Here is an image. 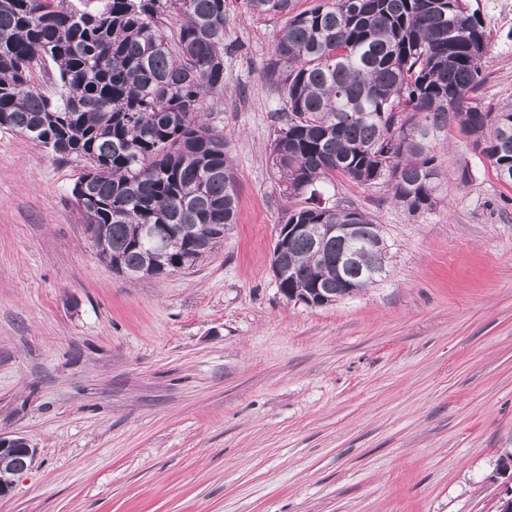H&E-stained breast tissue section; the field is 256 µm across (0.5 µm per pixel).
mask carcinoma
Wrapping results in <instances>:
<instances>
[{
  "instance_id": "carcinoma-1",
  "label": "carcinoma",
  "mask_w": 512,
  "mask_h": 512,
  "mask_svg": "<svg viewBox=\"0 0 512 512\" xmlns=\"http://www.w3.org/2000/svg\"><path fill=\"white\" fill-rule=\"evenodd\" d=\"M226 0H0V128L80 166L73 189L98 257L127 276L151 256L165 273L198 265L238 220V185L224 133L202 121L224 92ZM285 18L263 79L285 98L274 151L288 193L309 195L285 224L357 225L356 237L293 236L278 257L280 293L336 286V253L350 274L370 271L381 226L356 207L317 203L339 175L383 184L411 214L438 200L429 143L452 127L475 138L496 176L512 183V112L491 116L477 92L488 39L469 0H245ZM52 63L55 92L31 82ZM493 125V135L486 127ZM35 452L3 461L31 466Z\"/></svg>"
}]
</instances>
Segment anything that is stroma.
I'll use <instances>...</instances> for the list:
<instances>
[{"mask_svg": "<svg viewBox=\"0 0 512 512\" xmlns=\"http://www.w3.org/2000/svg\"><path fill=\"white\" fill-rule=\"evenodd\" d=\"M483 105L512 112V0ZM224 92L206 101L239 220L196 269L131 280L99 259L76 163L0 130V435L35 448L0 512H497L512 449V185L464 134L434 142L442 200L409 215L343 177L326 204L380 224L385 276L333 305L271 270L287 197L284 99L262 67L281 18L226 0Z\"/></svg>", "mask_w": 512, "mask_h": 512, "instance_id": "stroma-1", "label": "stroma"}]
</instances>
